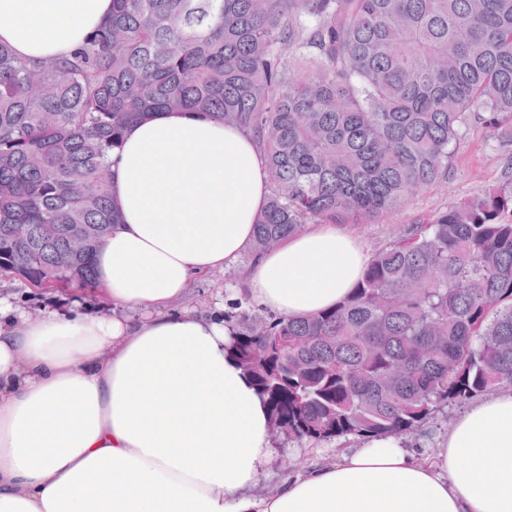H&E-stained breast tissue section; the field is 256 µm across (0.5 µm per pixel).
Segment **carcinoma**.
Returning <instances> with one entry per match:
<instances>
[{"label": "carcinoma", "instance_id": "cac0c4a2", "mask_svg": "<svg viewBox=\"0 0 512 512\" xmlns=\"http://www.w3.org/2000/svg\"><path fill=\"white\" fill-rule=\"evenodd\" d=\"M157 110L254 138L270 183L258 256L445 180L472 114L512 131V0H112L66 56L0 43L1 276L97 286L119 223L112 151ZM75 233L86 251L59 261ZM232 348L298 440L399 435L512 385V179L409 228L333 308L262 320Z\"/></svg>", "mask_w": 512, "mask_h": 512}]
</instances>
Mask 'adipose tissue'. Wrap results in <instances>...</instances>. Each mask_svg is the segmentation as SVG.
<instances>
[{
  "label": "adipose tissue",
  "instance_id": "adipose-tissue-1",
  "mask_svg": "<svg viewBox=\"0 0 512 512\" xmlns=\"http://www.w3.org/2000/svg\"><path fill=\"white\" fill-rule=\"evenodd\" d=\"M111 13L112 0H0V41L61 56ZM112 158L120 222L95 256L109 310L35 319L0 298V512H512V391L470 407L432 456L373 438L252 494L267 407L227 350L231 328L181 302L249 248L262 155L235 127L158 112ZM368 260L344 226L313 224L260 255L245 291L313 317Z\"/></svg>",
  "mask_w": 512,
  "mask_h": 512
}]
</instances>
